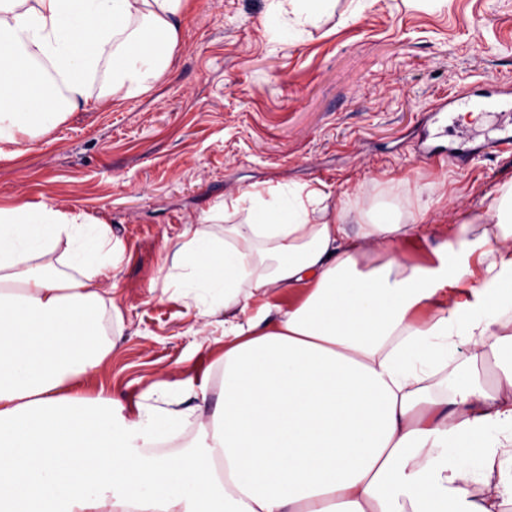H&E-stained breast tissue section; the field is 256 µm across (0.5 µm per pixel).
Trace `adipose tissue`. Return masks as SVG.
<instances>
[{
	"instance_id": "ef3b65f1",
	"label": "adipose tissue",
	"mask_w": 512,
	"mask_h": 512,
	"mask_svg": "<svg viewBox=\"0 0 512 512\" xmlns=\"http://www.w3.org/2000/svg\"><path fill=\"white\" fill-rule=\"evenodd\" d=\"M295 44L334 0H264ZM189 0H0V148L92 104L148 94ZM399 181L355 211L324 183L256 186L183 225L166 287L219 320L201 381L135 411L86 394L125 320L103 282L127 257L110 225L0 207V512H504L512 502V180L462 212L433 262ZM236 216L233 224L225 216ZM494 225L493 238L470 232ZM386 254L364 272L369 248ZM499 358L488 387L461 363ZM218 386L206 418L193 400ZM182 453L162 448L188 426Z\"/></svg>"
}]
</instances>
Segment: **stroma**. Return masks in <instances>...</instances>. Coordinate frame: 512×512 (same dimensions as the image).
<instances>
[{"label": "stroma", "mask_w": 512, "mask_h": 512, "mask_svg": "<svg viewBox=\"0 0 512 512\" xmlns=\"http://www.w3.org/2000/svg\"><path fill=\"white\" fill-rule=\"evenodd\" d=\"M349 0L304 42L266 34L264 0H190L171 68L145 96L71 113L0 158V207L48 203L110 224L127 246L116 270L126 319L111 358L86 381L134 409L150 383L201 379L224 351L220 331L168 300L164 241L203 211L258 185L367 179L427 189L431 235L457 209L512 178V157L464 165L414 159L413 132L436 99L486 81L512 89V0Z\"/></svg>", "instance_id": "stroma-1"}]
</instances>
